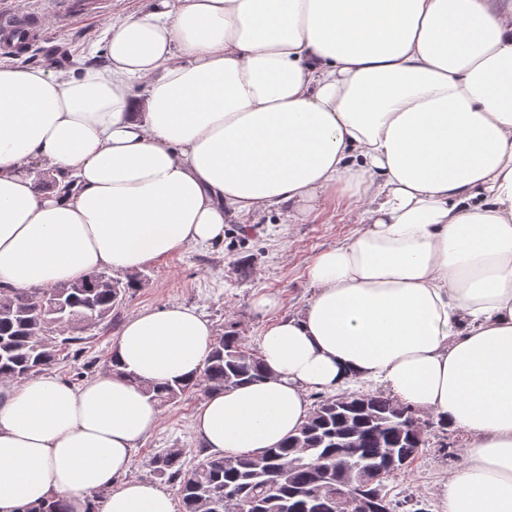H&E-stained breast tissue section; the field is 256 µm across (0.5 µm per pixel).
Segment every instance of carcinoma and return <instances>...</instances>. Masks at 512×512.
Returning <instances> with one entry per match:
<instances>
[{
    "instance_id": "cac0c4a2",
    "label": "carcinoma",
    "mask_w": 512,
    "mask_h": 512,
    "mask_svg": "<svg viewBox=\"0 0 512 512\" xmlns=\"http://www.w3.org/2000/svg\"><path fill=\"white\" fill-rule=\"evenodd\" d=\"M141 285L105 271L51 288L0 297V377L24 381L67 349L83 352L84 334L114 320L126 296ZM265 377L260 357L236 325L211 343L202 374L183 383L143 384L161 405L187 393L209 394ZM427 444L414 411L382 392L317 398L311 415L280 445L262 454L202 455L185 468L180 448L154 455L149 466L175 487L180 512H344L336 487L362 488L405 469Z\"/></svg>"
}]
</instances>
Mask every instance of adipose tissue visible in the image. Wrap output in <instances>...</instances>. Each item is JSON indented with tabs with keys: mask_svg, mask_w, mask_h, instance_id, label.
Returning a JSON list of instances; mask_svg holds the SVG:
<instances>
[{
	"mask_svg": "<svg viewBox=\"0 0 512 512\" xmlns=\"http://www.w3.org/2000/svg\"><path fill=\"white\" fill-rule=\"evenodd\" d=\"M104 44L65 75L0 59V292L338 197L358 229L312 260L301 314L258 300L266 376L206 396L195 431L258 455L311 391L377 387L469 437L439 512H512V0H151ZM212 336L173 305L130 317L82 384L0 378V512H175L124 478L160 419L141 384L198 377Z\"/></svg>",
	"mask_w": 512,
	"mask_h": 512,
	"instance_id": "obj_1",
	"label": "adipose tissue"
}]
</instances>
